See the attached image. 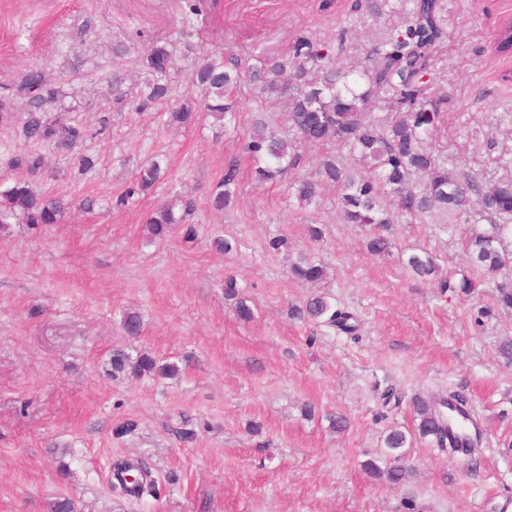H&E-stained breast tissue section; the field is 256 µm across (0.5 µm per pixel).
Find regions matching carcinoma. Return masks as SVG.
I'll use <instances>...</instances> for the list:
<instances>
[{"mask_svg": "<svg viewBox=\"0 0 512 512\" xmlns=\"http://www.w3.org/2000/svg\"><path fill=\"white\" fill-rule=\"evenodd\" d=\"M446 38L440 0H412L401 26L392 29L375 43L361 69L339 66L331 44L308 36L297 37L284 54L263 59L261 66H250L223 52L195 58L189 77L202 87L205 103L171 101L170 73L176 65V47L169 42L153 43L142 55L141 62L149 75L144 88L131 101L137 111L168 104L162 113L164 123L177 129H188L208 112L224 121V132L235 131L238 91L249 81L260 98H286L287 120L293 137L277 133L265 116L256 115L244 139V151L252 166L254 180L274 182L298 169L304 161V149L331 143L347 149L351 161L346 163L336 154L326 152L310 171L295 181V198L302 207L316 202L326 185L336 186L338 203L344 221L371 230L368 251L374 256L389 253L391 242L386 232L404 217H431L450 232L461 223L460 241L469 260L466 273L456 279L443 274L430 253L412 252L402 261L411 274L429 280L441 291L470 296L479 288L494 285L495 305L512 311V285L494 283L498 274L512 265V178L485 184L475 177L448 169L445 160L426 146L444 119L440 102L433 99L431 86L437 51ZM495 54H512V20L500 22ZM27 100L24 118L17 133L26 143L55 144L74 149L89 137L88 130L70 123L62 116H49L58 101L59 91L47 81L40 66L31 67L18 86ZM384 112L377 117L374 110ZM8 167L20 173L11 183L0 181V226L23 217L28 224H56L69 203L52 198L33 186L31 177L44 167V156L38 152H15ZM161 160L152 156L140 167L136 182L117 197L116 205H127L162 179ZM238 191L236 169L224 174L210 195V207L222 212L232 203ZM196 204L191 198L178 196L146 214L149 239L166 236L173 230L184 238L197 236L196 225L189 223ZM290 275L311 284L323 282L328 275L326 264L319 258L301 252L290 262ZM224 295L237 300V313L244 321L253 318L247 301L239 297L238 283L232 276L224 279ZM299 314L337 331L353 335L358 325L354 316L341 311L323 294L310 297ZM112 374L127 379L145 375L173 377L180 368L175 362L159 363L148 352L131 357L114 351L110 359ZM416 416L415 430L410 432L392 426L383 436L384 462L371 458L364 470L391 485L409 483L414 470L400 464L406 449L416 439L427 440L448 454H470L478 447L482 433L471 436L454 430L451 417L472 418V407L461 393L416 397L412 400ZM453 416H448L447 412ZM112 490L141 498L154 495L155 480L142 460H123L113 467Z\"/></svg>", "mask_w": 512, "mask_h": 512, "instance_id": "carcinoma-1", "label": "carcinoma"}]
</instances>
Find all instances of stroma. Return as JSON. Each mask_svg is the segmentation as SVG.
Returning a JSON list of instances; mask_svg holds the SVG:
<instances>
[{
  "label": "stroma",
  "instance_id": "stroma-1",
  "mask_svg": "<svg viewBox=\"0 0 512 512\" xmlns=\"http://www.w3.org/2000/svg\"><path fill=\"white\" fill-rule=\"evenodd\" d=\"M351 0H217L194 41L195 55L223 50L258 62L305 34L342 42V66L363 65L368 48L402 24L405 0L380 14ZM183 0H0V103L22 118L17 88L43 67L62 97L58 112L91 131L84 149L96 172L79 174L71 151L47 147L37 188L68 200L119 196L144 159L158 155L167 177L123 208L67 209L59 223L16 222L0 231V512H501L512 500V363L499 353L512 314L491 295L440 294L405 271L421 248L448 272L467 266L458 237L432 221L404 219L388 255L366 248L369 231L345 223L335 189L298 206L290 180L257 183L242 135L257 105L242 87L239 137L213 117L186 130L162 126L156 109L130 105L146 80L139 59L153 41L175 42ZM447 37L435 91L452 104L428 146L454 170L490 184L512 177V87L501 76L512 55L493 56L500 17L512 0H442ZM124 53H116L117 45ZM124 76L126 103L109 86ZM108 119L99 132L100 119ZM235 167L240 195L217 212L209 191ZM196 198L198 236L148 240L146 212L174 195ZM322 228L311 241L308 226ZM287 247L273 250L274 237ZM236 243L218 252L214 238ZM311 251L330 268L318 285L297 282L288 262ZM235 277L254 311L241 320L224 295ZM351 312L357 336L334 334L296 315L313 294ZM141 335L124 333V313ZM177 363L176 377L112 378L113 349ZM400 406L383 409L385 389ZM462 391L485 441L472 458L426 442L408 450L415 470L403 488L368 475L387 428L415 425L411 400ZM315 408L305 416L304 405ZM345 414V432L328 414ZM135 420V431L116 428ZM262 426L260 434L249 430ZM190 432L183 440L178 430ZM145 459L156 498L112 492V466Z\"/></svg>",
  "mask_w": 512,
  "mask_h": 512
}]
</instances>
